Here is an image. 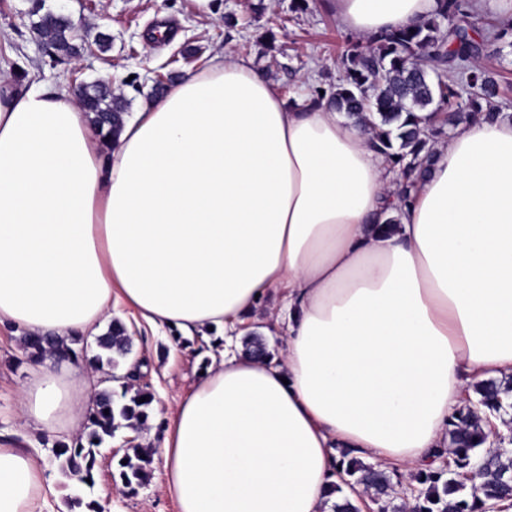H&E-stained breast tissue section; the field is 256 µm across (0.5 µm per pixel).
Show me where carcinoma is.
Masks as SVG:
<instances>
[{"instance_id": "carcinoma-1", "label": "carcinoma", "mask_w": 512, "mask_h": 512, "mask_svg": "<svg viewBox=\"0 0 512 512\" xmlns=\"http://www.w3.org/2000/svg\"><path fill=\"white\" fill-rule=\"evenodd\" d=\"M469 0H436V7L420 22L381 32L356 46L341 58L343 77L335 88L317 86L312 101L331 102L370 136L373 147L385 155L402 173L398 196L405 202L415 189L416 180L425 177L432 166L433 142L445 134L444 128L430 125L428 112L447 114L446 125L481 112L491 120L497 113L483 111L498 97V81L474 61L483 55L499 54L509 30L493 27L482 34L469 10ZM34 29L48 48L50 57H72L79 51L75 44L77 26L53 12L39 15ZM82 107L90 121L108 134H117L123 123L124 99L112 93L110 86L86 84L81 88ZM101 353L95 362L116 368L130 352L131 342L125 326L112 324L98 337ZM24 350L34 359L48 355L50 342L29 334ZM153 394L132 390L125 384L120 398L102 391L89 414V431L71 443L53 448L60 471L93 487L96 448L125 425L146 423ZM512 407V376L488 379L472 385L468 407L450 422L448 428V467L431 462L417 469L415 481L420 493L409 504L410 512H486L492 506L512 500V448H489L485 436V418L497 416ZM109 413H104V410ZM118 464L122 487L134 490L150 480L152 454L135 446ZM337 471L339 482L330 493L341 490L349 480L380 503V512L396 509L394 483L385 468L366 465L343 454Z\"/></svg>"}]
</instances>
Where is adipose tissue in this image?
Masks as SVG:
<instances>
[{
  "label": "adipose tissue",
  "mask_w": 512,
  "mask_h": 512,
  "mask_svg": "<svg viewBox=\"0 0 512 512\" xmlns=\"http://www.w3.org/2000/svg\"><path fill=\"white\" fill-rule=\"evenodd\" d=\"M435 5L329 0L362 38ZM434 151L401 204L358 125L229 52L114 139L75 96L0 81V329L94 336L118 297L207 337L162 440L178 512H328L340 449L415 470L468 385L512 375V115ZM255 327L281 331L279 355L236 352ZM96 399L88 366L41 364L19 421L75 434ZM45 481L0 446V512H35Z\"/></svg>",
  "instance_id": "adipose-tissue-1"
}]
</instances>
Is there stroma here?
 Here are the masks:
<instances>
[{
  "label": "stroma",
  "instance_id": "1",
  "mask_svg": "<svg viewBox=\"0 0 512 512\" xmlns=\"http://www.w3.org/2000/svg\"><path fill=\"white\" fill-rule=\"evenodd\" d=\"M294 0H215V14L200 16L194 0H44L46 8L70 13L81 25L84 48L67 63H53L32 31L29 0H0V79L17 90L32 82L58 85L103 82L135 112L156 80L197 71L223 49L251 58L270 83L290 101L311 95L314 87L336 82L340 58L355 39L344 32L323 0H308L293 9ZM172 31L169 40L147 39L158 24ZM110 38L107 50L95 44L98 34ZM112 317L122 322L132 343V360L141 367L134 386L148 387L154 396L149 419L141 429H119L96 450L93 488L65 477L51 460L56 442L69 441L68 432H36L21 428L17 418L21 391L31 360L19 340L0 330V443L30 451L48 477L56 512H177L162 491L165 465L161 443L177 403L198 379L208 358L203 341L182 338L174 327L150 329L123 302H114ZM152 449V473L147 485L122 492L113 480L118 461L130 446ZM81 506H74V499Z\"/></svg>",
  "mask_w": 512,
  "mask_h": 512
}]
</instances>
